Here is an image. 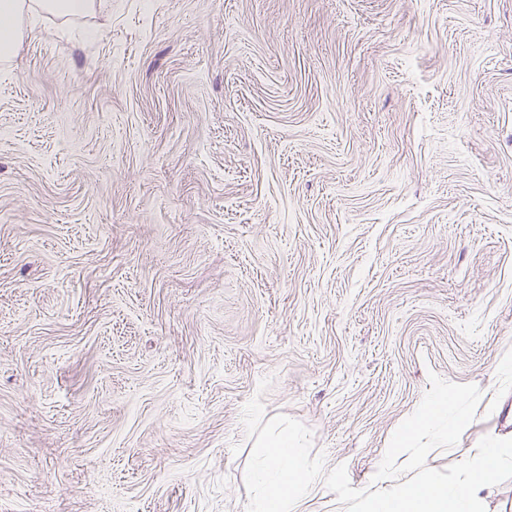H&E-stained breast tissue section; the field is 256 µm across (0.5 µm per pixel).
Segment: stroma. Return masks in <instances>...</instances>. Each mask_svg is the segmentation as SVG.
<instances>
[{
    "mask_svg": "<svg viewBox=\"0 0 512 512\" xmlns=\"http://www.w3.org/2000/svg\"><path fill=\"white\" fill-rule=\"evenodd\" d=\"M0 74V512L372 488L430 375L512 438V0H95ZM264 447L251 472L259 492L253 511L302 512V503L317 491V473L305 464L286 433L275 435Z\"/></svg>",
    "mask_w": 512,
    "mask_h": 512,
    "instance_id": "obj_1",
    "label": "stroma"
}]
</instances>
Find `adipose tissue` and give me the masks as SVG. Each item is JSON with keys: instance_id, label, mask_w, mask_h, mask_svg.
<instances>
[{"instance_id": "adipose-tissue-1", "label": "adipose tissue", "mask_w": 512, "mask_h": 512, "mask_svg": "<svg viewBox=\"0 0 512 512\" xmlns=\"http://www.w3.org/2000/svg\"><path fill=\"white\" fill-rule=\"evenodd\" d=\"M93 9L94 0H0V60H11L29 24L40 15L80 17ZM251 480L259 493L255 512H300L318 483L316 472L284 433L266 442Z\"/></svg>"}]
</instances>
